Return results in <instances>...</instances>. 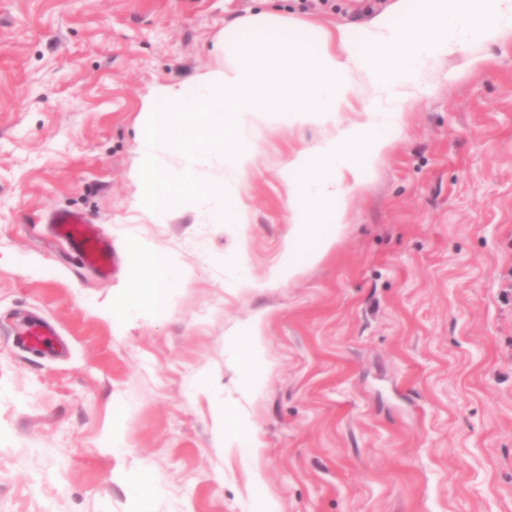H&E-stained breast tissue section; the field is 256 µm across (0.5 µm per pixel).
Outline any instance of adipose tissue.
I'll use <instances>...</instances> for the list:
<instances>
[{
	"label": "adipose tissue",
	"instance_id": "ef3b65f1",
	"mask_svg": "<svg viewBox=\"0 0 512 512\" xmlns=\"http://www.w3.org/2000/svg\"><path fill=\"white\" fill-rule=\"evenodd\" d=\"M133 272L131 286L121 297L111 316L116 321H134L148 314H164L174 310L177 291L181 288L186 269L175 255L145 239L131 246ZM148 288H141V281ZM238 362L243 371L240 388L251 394L258 387L266 365L265 348L257 329H250L235 340Z\"/></svg>",
	"mask_w": 512,
	"mask_h": 512
}]
</instances>
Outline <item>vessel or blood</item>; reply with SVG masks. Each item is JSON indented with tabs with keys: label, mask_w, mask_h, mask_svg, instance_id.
I'll return each mask as SVG.
<instances>
[{
	"label": "vessel or blood",
	"mask_w": 512,
	"mask_h": 512,
	"mask_svg": "<svg viewBox=\"0 0 512 512\" xmlns=\"http://www.w3.org/2000/svg\"><path fill=\"white\" fill-rule=\"evenodd\" d=\"M55 236L81 257L83 263L98 275H106L113 266L111 247L100 236L94 224L73 212H58L52 218ZM58 333L50 324L33 320L19 333L23 347L42 351L54 348Z\"/></svg>",
	"instance_id": "b4317fda"
}]
</instances>
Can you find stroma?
<instances>
[{
  "instance_id": "stroma-1",
  "label": "stroma",
  "mask_w": 512,
  "mask_h": 512,
  "mask_svg": "<svg viewBox=\"0 0 512 512\" xmlns=\"http://www.w3.org/2000/svg\"><path fill=\"white\" fill-rule=\"evenodd\" d=\"M417 4L0 0V512H132L145 472L152 512H512V37L426 70L432 92L408 104L334 247L277 287L294 217L282 173L362 107L268 126L237 185L250 288H225L207 202L152 223L132 176L144 99L223 64L230 24L357 28ZM58 211L98 225L113 275L53 236ZM135 235L191 275L171 313L120 327L103 311ZM26 315L65 353L22 348ZM254 321L267 363L246 395L229 340ZM226 405L247 414L256 455L224 446Z\"/></svg>"
}]
</instances>
